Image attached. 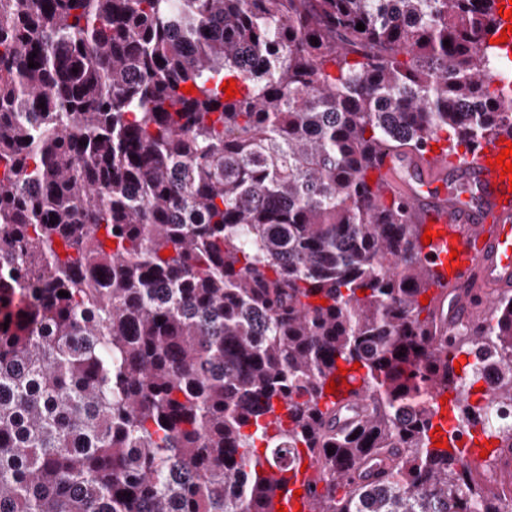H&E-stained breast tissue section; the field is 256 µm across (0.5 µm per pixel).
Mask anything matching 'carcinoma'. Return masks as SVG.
Instances as JSON below:
<instances>
[{
  "mask_svg": "<svg viewBox=\"0 0 512 512\" xmlns=\"http://www.w3.org/2000/svg\"><path fill=\"white\" fill-rule=\"evenodd\" d=\"M496 2L0 0V512H499L432 431L512 296L448 341L376 167L512 137Z\"/></svg>",
  "mask_w": 512,
  "mask_h": 512,
  "instance_id": "carcinoma-1",
  "label": "carcinoma"
}]
</instances>
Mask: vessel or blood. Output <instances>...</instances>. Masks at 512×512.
<instances>
[{
	"instance_id": "obj_1",
	"label": "vessel or blood",
	"mask_w": 512,
	"mask_h": 512,
	"mask_svg": "<svg viewBox=\"0 0 512 512\" xmlns=\"http://www.w3.org/2000/svg\"><path fill=\"white\" fill-rule=\"evenodd\" d=\"M503 147L495 139L474 154L388 152L378 159L416 223L430 224L458 252L454 261L444 252L437 258L438 270L451 273L450 285L436 292L448 330L512 293V181L490 167Z\"/></svg>"
}]
</instances>
